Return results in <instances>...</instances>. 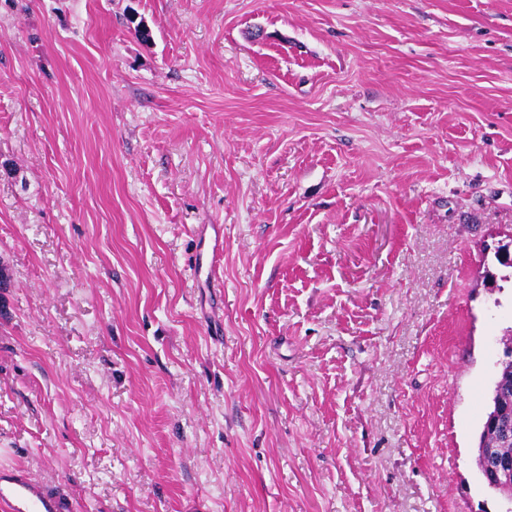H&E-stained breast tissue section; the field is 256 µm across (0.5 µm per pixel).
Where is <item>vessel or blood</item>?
Masks as SVG:
<instances>
[{
  "instance_id": "b4317fda",
  "label": "vessel or blood",
  "mask_w": 512,
  "mask_h": 512,
  "mask_svg": "<svg viewBox=\"0 0 512 512\" xmlns=\"http://www.w3.org/2000/svg\"><path fill=\"white\" fill-rule=\"evenodd\" d=\"M0 512H69V505L26 472L1 466Z\"/></svg>"
}]
</instances>
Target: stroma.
<instances>
[{"label":"stroma","mask_w":512,"mask_h":512,"mask_svg":"<svg viewBox=\"0 0 512 512\" xmlns=\"http://www.w3.org/2000/svg\"><path fill=\"white\" fill-rule=\"evenodd\" d=\"M511 233L512 0H0V465L73 512H512ZM510 354H512V347L508 348L505 352V358L498 363V368L496 372V379L494 381V385L491 391L490 404L488 412L484 418V422L482 425V429L479 436V446H478V456H477V464L479 468V458L481 455V449L486 448L492 454H496L498 456L488 455V457L483 462V471L486 477L493 482V484H497L503 490L512 493V459L507 457H499V456H508L512 458V424L511 419L507 418L501 422V416L497 413L493 415L492 418H495V421L498 424H501V432L505 437H510V439L505 440L500 433L499 429L493 425L488 424V417L492 413L496 412L498 409L505 413V415L511 414L512 416V357L511 362L508 361L510 359ZM480 470V468H479ZM482 476L485 478L484 474L480 470ZM485 482L488 487L496 490L501 493V490L497 488V486L492 485L485 478Z\"/></svg>","instance_id":"35a3bbf8"}]
</instances>
